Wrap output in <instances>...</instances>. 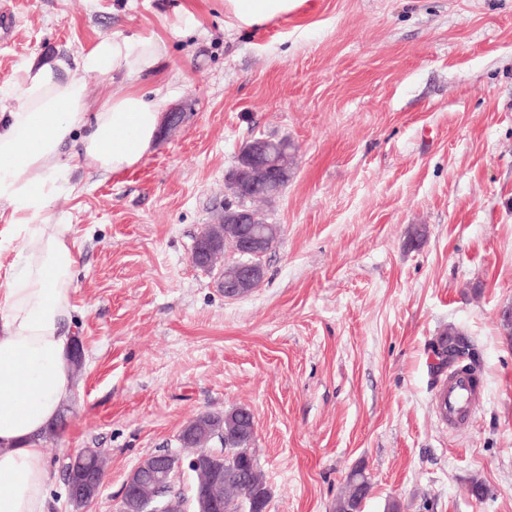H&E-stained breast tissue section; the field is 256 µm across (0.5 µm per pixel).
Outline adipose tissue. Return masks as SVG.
I'll return each mask as SVG.
<instances>
[{
	"label": "adipose tissue",
	"instance_id": "ef3b65f1",
	"mask_svg": "<svg viewBox=\"0 0 512 512\" xmlns=\"http://www.w3.org/2000/svg\"><path fill=\"white\" fill-rule=\"evenodd\" d=\"M306 0H224L238 29L293 13ZM165 47L151 34L121 33L82 48L74 60L29 63L0 103V202L10 219L0 238L17 258L0 273V512H46L42 437L73 396L77 264L73 225L48 208L73 172L120 176L159 138L161 104L135 85L155 73ZM120 78L91 101L86 75Z\"/></svg>",
	"mask_w": 512,
	"mask_h": 512
}]
</instances>
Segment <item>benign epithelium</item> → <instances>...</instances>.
I'll list each match as a JSON object with an SVG mask.
<instances>
[{"mask_svg":"<svg viewBox=\"0 0 512 512\" xmlns=\"http://www.w3.org/2000/svg\"><path fill=\"white\" fill-rule=\"evenodd\" d=\"M270 142L258 139L246 142L239 150L237 164L227 174L225 192L231 196L217 222L208 224L198 236V246L191 252V261L198 268L218 270V285L224 295L233 298L246 294L245 286L264 276L263 257L266 254L264 235L236 239L238 259L235 271L224 278L221 265L224 235L213 229L247 220L252 224L267 223L263 211L273 190L272 184L286 183L294 174L296 152L282 148L272 156ZM432 362L444 375L461 367L464 353L473 350L463 341L462 334L452 331L447 344L436 347ZM90 452L84 448L67 455V470L72 482V499H93L100 493L95 473H84L82 459ZM197 472L204 482L191 506H186L171 494L173 477L182 469ZM224 504V467L210 451L196 452L173 458L164 453L151 454L140 460L128 477L121 495L120 512H216Z\"/></svg>","mask_w":512,"mask_h":512,"instance_id":"benign-epithelium-1","label":"benign epithelium"}]
</instances>
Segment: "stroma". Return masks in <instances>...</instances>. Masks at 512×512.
I'll use <instances>...</instances> for the list:
<instances>
[{
    "instance_id": "1",
    "label": "stroma",
    "mask_w": 512,
    "mask_h": 512,
    "mask_svg": "<svg viewBox=\"0 0 512 512\" xmlns=\"http://www.w3.org/2000/svg\"><path fill=\"white\" fill-rule=\"evenodd\" d=\"M166 45L142 92L183 112L127 174L79 169L51 203L73 225L84 368L44 441L47 512H118L146 455L203 412L248 407L267 512H512V0H307L255 30L224 0H0V88L28 62L115 33ZM298 148L265 211V277L228 298L191 250L255 137ZM480 354L482 399L452 428L429 344ZM109 460L77 508L67 454ZM481 483L482 494L472 492ZM368 490L369 480L367 477L364 480V485L347 481L346 490L336 502V512H362Z\"/></svg>"
}]
</instances>
